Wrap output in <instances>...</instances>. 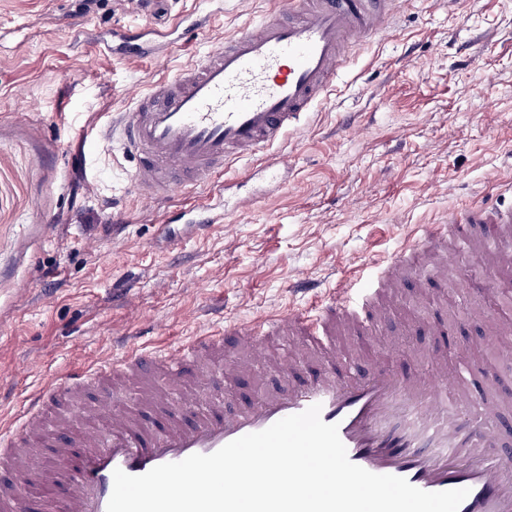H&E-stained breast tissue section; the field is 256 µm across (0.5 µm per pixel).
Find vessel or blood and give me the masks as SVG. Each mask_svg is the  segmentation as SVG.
Here are the masks:
<instances>
[{
  "instance_id": "obj_1",
  "label": "vessel or blood",
  "mask_w": 512,
  "mask_h": 512,
  "mask_svg": "<svg viewBox=\"0 0 512 512\" xmlns=\"http://www.w3.org/2000/svg\"><path fill=\"white\" fill-rule=\"evenodd\" d=\"M407 0H277L256 25H247L210 48L174 78L158 80L120 122L126 152L136 160L133 183L142 198H169L189 182L206 181L209 193L179 221L206 227L235 210L226 199L224 164L251 158L299 128L336 84L345 45L385 36ZM211 27L210 15L180 19L169 35L186 38ZM129 51L155 56V45L120 35L99 53ZM512 224V205L483 202L466 212L449 211L440 224L423 227L375 274L349 278L331 294L312 298L260 324L233 330L265 354L270 336L301 331L320 339L337 318L363 327L381 318L392 282L424 278L428 257L448 265V239H468V228ZM224 339L202 334L192 346L151 358L132 349L120 364L104 360L34 397L18 426L0 437V512H106L113 472L141 475L193 454H210L278 420L320 405L324 422L337 425L349 460L376 474L405 478L428 492L465 488L459 512H512V459L505 456L504 402L495 393L496 373L481 385L438 374L427 383L406 381L382 363L353 381L325 371L309 385L260 396L228 411L222 397L198 403L186 386L215 380L209 359L222 356ZM157 363L168 383L183 390L172 399H151L152 418L115 407L122 381H135L143 365ZM98 386L100 398L83 427L52 428L46 422L62 399ZM28 448H49L47 459L25 457Z\"/></svg>"
}]
</instances>
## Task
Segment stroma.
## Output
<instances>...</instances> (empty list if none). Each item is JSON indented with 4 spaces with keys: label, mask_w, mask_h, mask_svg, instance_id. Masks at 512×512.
<instances>
[{
    "label": "stroma",
    "mask_w": 512,
    "mask_h": 512,
    "mask_svg": "<svg viewBox=\"0 0 512 512\" xmlns=\"http://www.w3.org/2000/svg\"><path fill=\"white\" fill-rule=\"evenodd\" d=\"M272 0H0V415L15 417L48 382L135 345L160 356L230 322H256L375 270L403 240L481 200L512 201V0H412L391 36L354 48L334 91L275 144L288 170L266 178L260 157L230 160V225H166L210 189L200 183L163 203L138 197L135 162L120 146L98 151L111 120L160 78L266 14ZM213 13L211 30L154 59L101 57L113 28L163 30L171 18ZM30 104L16 110L17 101ZM56 278H47L48 270ZM406 281L384 322L360 332L337 322L328 338H273L268 362L225 336L224 403L316 378L328 367L358 376L382 348L392 371L434 376L448 353L474 381L498 374L512 399V363L495 349L506 331L512 262L458 248L427 300Z\"/></svg>",
    "instance_id": "obj_1"
}]
</instances>
